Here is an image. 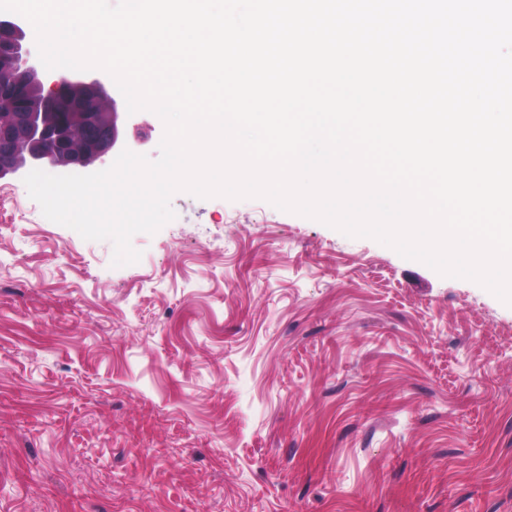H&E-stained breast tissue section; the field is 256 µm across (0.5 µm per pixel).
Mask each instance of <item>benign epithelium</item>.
Instances as JSON below:
<instances>
[{
	"label": "benign epithelium",
	"instance_id": "benign-epithelium-1",
	"mask_svg": "<svg viewBox=\"0 0 512 512\" xmlns=\"http://www.w3.org/2000/svg\"><path fill=\"white\" fill-rule=\"evenodd\" d=\"M0 179L32 169L90 174L114 154L121 117L110 84L68 69L51 79L28 45V27L0 18ZM84 109L81 124L70 115Z\"/></svg>",
	"mask_w": 512,
	"mask_h": 512
}]
</instances>
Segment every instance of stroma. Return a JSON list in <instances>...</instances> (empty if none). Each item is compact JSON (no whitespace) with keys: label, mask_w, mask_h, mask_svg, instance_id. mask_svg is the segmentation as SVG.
Returning <instances> with one entry per match:
<instances>
[{"label":"stroma","mask_w":512,"mask_h":512,"mask_svg":"<svg viewBox=\"0 0 512 512\" xmlns=\"http://www.w3.org/2000/svg\"><path fill=\"white\" fill-rule=\"evenodd\" d=\"M12 185L0 512H512V306L476 282L187 192L116 267Z\"/></svg>","instance_id":"stroma-1"}]
</instances>
